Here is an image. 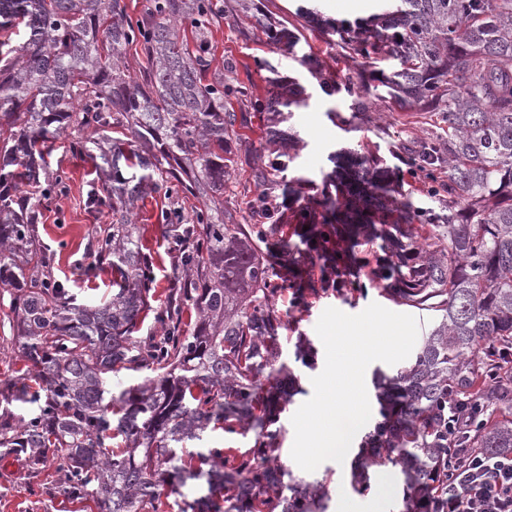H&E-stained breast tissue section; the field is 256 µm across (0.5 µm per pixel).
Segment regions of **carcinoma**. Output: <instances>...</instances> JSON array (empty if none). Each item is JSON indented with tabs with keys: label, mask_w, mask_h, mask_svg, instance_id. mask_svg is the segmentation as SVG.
I'll return each instance as SVG.
<instances>
[{
	"label": "carcinoma",
	"mask_w": 512,
	"mask_h": 512,
	"mask_svg": "<svg viewBox=\"0 0 512 512\" xmlns=\"http://www.w3.org/2000/svg\"><path fill=\"white\" fill-rule=\"evenodd\" d=\"M372 20L296 16L354 69L390 62L380 86L397 106L438 111L448 137L401 146L396 157L435 196L442 224L412 210L373 177L358 193L308 198L311 222L368 206L393 220L411 258L382 271L388 292L438 314L415 358L375 372L380 416L354 459L353 484L400 466L399 512H433L448 465L475 448L512 455V0H400ZM233 21L256 18V36L291 55L330 93L336 75L299 53V36L258 19L257 0H234ZM224 0H0V300L18 343L17 375L0 385V457L22 462L24 488L99 512H330L326 484L281 460L280 415L292 375L283 358L280 289L257 241L271 233L224 207L237 113L275 121L306 105L296 78L267 61L269 96L252 99L212 67V29ZM130 45L142 55L131 61ZM122 137L114 138V130ZM87 156L108 181L90 195L111 216L96 230L90 266L112 270V295L84 303L55 276L56 254L37 247L43 211L66 192L49 168L56 142ZM260 198L278 189L286 161L255 149ZM162 194L195 200L159 225L176 245L171 288L151 305L153 258L137 224L139 203ZM154 326L140 336L146 318ZM304 338L295 358L314 365ZM123 370L142 382L112 391ZM468 407L453 432L448 398ZM255 434L252 448L213 447L216 430ZM57 478L46 484L43 472Z\"/></svg>",
	"instance_id": "1"
}]
</instances>
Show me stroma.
<instances>
[{
    "mask_svg": "<svg viewBox=\"0 0 512 512\" xmlns=\"http://www.w3.org/2000/svg\"><path fill=\"white\" fill-rule=\"evenodd\" d=\"M211 55L215 65L232 61L235 76L256 96L266 95L268 84L266 71L256 67V60L263 59L277 68L281 75L298 78L305 86L310 100L307 106L294 109L290 119L280 123L282 136L298 137L303 146L290 157L283 177L285 188L277 190L275 198L278 208L273 223L295 226L303 223L302 205L307 197L320 195L325 181L341 165L333 159L335 152L351 150L379 159L387 182L393 191L409 199L415 207L433 209L435 214L444 216L448 205L436 198L423 195L411 177L398 173L399 162L394 151L399 143L413 139L443 136L447 126L439 113L419 108L402 109L395 106L384 90L368 95V111H357L353 96L345 89L324 93L317 81L297 62L273 50L265 41L247 37L245 27L224 24L214 27L211 40ZM241 141L233 144L234 163L224 194L226 205L236 210L238 216L249 217V208L258 195L253 180L256 163L254 149L267 138V128L256 113L246 115ZM51 167L60 172L66 180L68 190L55 201L50 211L45 212L39 226V242L56 253V276L74 288L81 300L94 302L112 293L111 270H93L84 257L90 246L95 230L109 223L106 212L90 207L87 190L97 174L92 161L87 157L72 155L65 147H58L51 157ZM169 200L164 198L146 199L138 211V222L145 229L144 239L154 263L155 298L164 302L172 276L170 240L162 238L158 226L170 209ZM335 248L352 258L390 257L393 244L383 238L371 239L359 236L350 239L345 225L334 227ZM280 281L287 289L278 300L287 322L281 332L286 350H293L301 337L317 340L315 325L322 312L329 307L355 315L371 303L414 316L419 322L420 334H428L434 323L433 312L409 305L399 298L387 295L382 283L367 282L365 290L344 289L343 292L323 291L319 279L307 278L294 273H283ZM324 359H317L314 366L292 362L295 382L288 388V411L281 422L285 436L282 460L286 466H293L291 448L294 428L291 415L313 394L311 379L324 368ZM391 486L381 489L378 480H371L370 488L363 493L354 492L350 480V465L333 461L323 462L314 472L316 478L326 479L329 487L339 489L344 496L353 498L356 512H390L392 505L402 496L403 477L399 466H391ZM22 466L17 461H0V512H97L95 506L81 507L79 504L66 506L59 503L43 504L37 496L29 494L21 484Z\"/></svg>",
    "mask_w": 512,
    "mask_h": 512,
    "instance_id": "35a3bbf8",
    "label": "stroma"
}]
</instances>
